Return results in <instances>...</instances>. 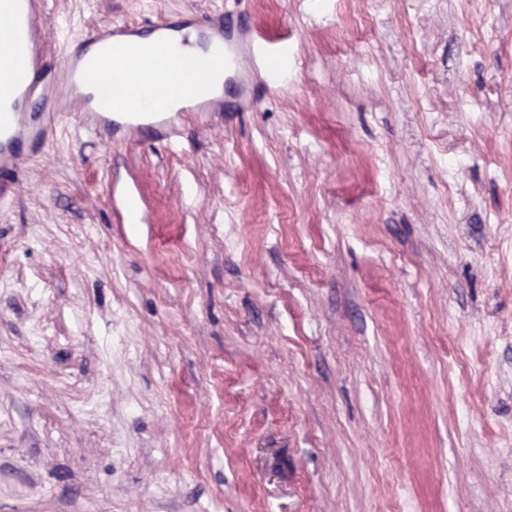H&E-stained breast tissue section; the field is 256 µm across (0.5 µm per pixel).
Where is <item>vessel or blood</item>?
Masks as SVG:
<instances>
[{
  "instance_id": "b4317fda",
  "label": "vessel or blood",
  "mask_w": 512,
  "mask_h": 512,
  "mask_svg": "<svg viewBox=\"0 0 512 512\" xmlns=\"http://www.w3.org/2000/svg\"><path fill=\"white\" fill-rule=\"evenodd\" d=\"M45 0H0V24L12 34L14 52L24 59L21 73L5 74L10 97L0 111V197L13 194L14 168L23 152L38 156L51 141L62 116L79 127L118 144H129L135 134L150 131L154 141L174 149L181 127L171 117L167 96L178 75L146 61L133 43L138 26L101 23L81 35L62 29L63 42L72 49L64 68L49 59L41 40ZM158 34L180 31V45L216 47L224 53V69L235 74L249 63L253 74L263 75V91L287 87L288 74L269 73L271 53L250 27H224L220 14L194 19L185 29L166 20L154 27ZM218 106L207 85L184 99L185 112H211Z\"/></svg>"
}]
</instances>
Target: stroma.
<instances>
[{"label":"stroma","mask_w":512,"mask_h":512,"mask_svg":"<svg viewBox=\"0 0 512 512\" xmlns=\"http://www.w3.org/2000/svg\"><path fill=\"white\" fill-rule=\"evenodd\" d=\"M217 13L286 92L226 80L177 151L63 118L0 201V512H512V0L43 30Z\"/></svg>","instance_id":"35a3bbf8"}]
</instances>
